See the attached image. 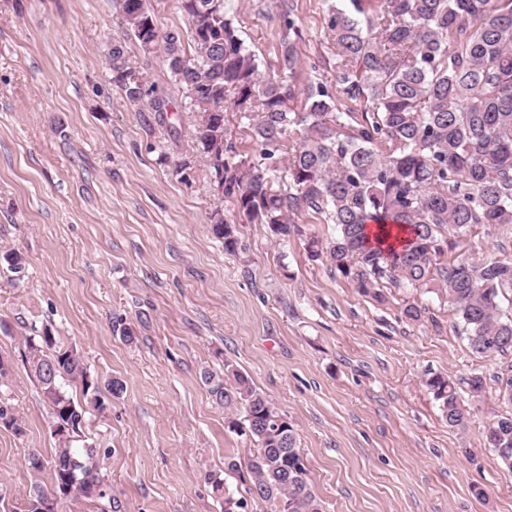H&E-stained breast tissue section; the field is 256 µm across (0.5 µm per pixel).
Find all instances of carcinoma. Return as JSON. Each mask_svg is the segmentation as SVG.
I'll return each mask as SVG.
<instances>
[{"mask_svg": "<svg viewBox=\"0 0 512 512\" xmlns=\"http://www.w3.org/2000/svg\"><path fill=\"white\" fill-rule=\"evenodd\" d=\"M189 27L162 30L147 0H114L126 42L112 43V74L132 102L149 98L160 119L171 101L145 74L164 57L194 112L210 113L196 124L192 150L204 156L213 186L222 192L210 214L212 234L224 250L238 248L235 228L222 202L235 201L254 224L286 238L297 213L311 210L336 226L325 244L311 242L313 257L326 254L330 268L357 290L381 301L388 283L426 288L448 302L470 349L484 357L512 351V318L500 299L512 292V258L444 260L478 224L512 225V0H380L377 21L362 26L346 10L328 5L327 33L336 55V84L299 87L301 28L280 2V18L295 38H284L277 67L263 77L256 54L245 44L226 9L228 0H180ZM194 55L183 50L185 41ZM350 101L341 106L338 98ZM231 107L254 132L260 149L248 155L224 128ZM450 227L453 237L443 236ZM27 363L40 383L54 424L74 430L55 448L54 489L70 481L87 500L106 496L96 451L72 447L83 433L88 408L101 407L98 378L80 354L57 344L46 329L41 343L27 342ZM81 385L83 400L61 379ZM202 381L224 408L243 413L231 428L250 430L255 451L248 458L246 495L235 496L218 477L213 492L232 503L224 512H250L249 502L288 512H323L311 489L309 469L282 461L269 422L280 415L248 376L224 364L203 371ZM448 426L465 428L467 409L454 382L428 373ZM0 427L23 434L19 419L0 406ZM489 448L512 467V415L487 431Z\"/></svg>", "mask_w": 512, "mask_h": 512, "instance_id": "1", "label": "carcinoma"}]
</instances>
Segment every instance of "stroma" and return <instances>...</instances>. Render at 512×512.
Here are the masks:
<instances>
[{
  "label": "stroma",
  "mask_w": 512,
  "mask_h": 512,
  "mask_svg": "<svg viewBox=\"0 0 512 512\" xmlns=\"http://www.w3.org/2000/svg\"><path fill=\"white\" fill-rule=\"evenodd\" d=\"M304 36L295 80L334 85L336 57L322 0H288ZM261 72L285 35L278 0H230ZM112 0H0V405L25 432L0 428V512H24L34 486L52 487L58 446L27 339L51 330L76 348L102 391L84 444L98 452L105 498L71 495L62 512H224L206 473L243 494L224 463L253 447L201 380L233 364L296 424L324 512H512V469L485 441L512 413L499 382L512 352L471 351L447 303L423 288L387 287L385 303L309 259L333 225L313 211L281 239L223 203L240 248L210 229L204 160L190 155L194 113L174 126L112 80L108 49L122 39ZM462 256L512 258V226H477ZM422 317H403L406 305ZM132 328L125 341L120 327ZM451 377L470 411L449 428L424 385ZM485 379L471 397L467 379ZM38 453L41 470L29 466Z\"/></svg>",
  "instance_id": "stroma-1"
}]
</instances>
